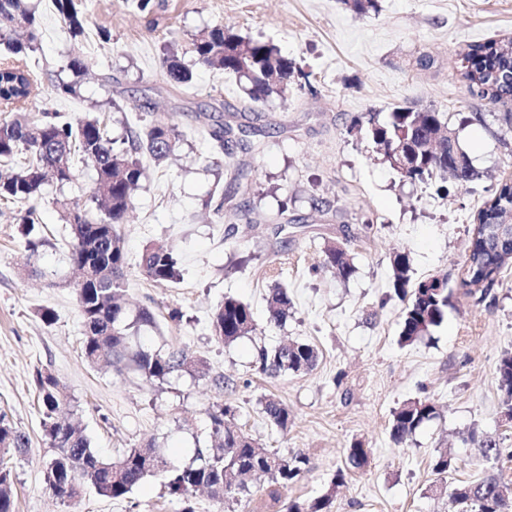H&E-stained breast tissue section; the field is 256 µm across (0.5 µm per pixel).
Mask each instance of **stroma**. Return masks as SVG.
<instances>
[{"label": "stroma", "mask_w": 512, "mask_h": 512, "mask_svg": "<svg viewBox=\"0 0 512 512\" xmlns=\"http://www.w3.org/2000/svg\"><path fill=\"white\" fill-rule=\"evenodd\" d=\"M40 30L32 55L44 78L34 112L100 116L109 135L127 137L141 119L171 118L182 136L164 162L148 163L122 228L130 266L129 315L149 309L141 345L179 348L203 361V376L146 380L127 368L89 366L81 354L76 272L68 258L70 229L55 204L91 208L94 174L77 166L75 183L45 187L40 222L24 236L26 206L0 200V411L30 439L15 458V512H178L161 478L144 480L128 498L105 500L84 488L75 501L53 496L43 480L51 455L44 443L33 377L54 374L78 402L75 415L93 448L115 457L149 445L168 465L189 462L211 438L208 409L236 410L241 431L263 447L308 460L290 499L309 500L331 488L346 450L367 449V465L336 490L333 512H450L449 486L487 472L512 485V460L486 462L468 441L486 432L512 448V420L498 389L500 359L512 353V269L483 302L460 285L474 216L499 182L512 175V138L501 139L512 98L492 103L468 94L457 68L467 44L512 36V0H378L357 15L343 0H91L85 36L72 38L52 0H34ZM276 45L297 65L287 101H252L238 80L194 67L189 84L168 80L163 58L177 51L192 65L193 40L215 25ZM111 34L102 42L98 29ZM81 46L87 73L67 69ZM427 53L433 63L420 67ZM76 83L61 96L57 81ZM448 113L478 179L402 181L351 132L354 118L386 120L398 107ZM484 113V121L473 113ZM231 127L224 148L202 129ZM40 241L37 252L27 238ZM162 243L179 259L178 281L156 284L139 271L147 245ZM342 246L354 274L322 269L327 245ZM406 252L419 282L447 277L443 324L412 344L399 342L403 302L391 288V258ZM283 287L291 299L282 326L267 328V297ZM250 305L256 334L218 342L210 316L224 296ZM53 313L41 320V309ZM181 319H171L172 310ZM315 346L307 373L275 378L256 365L261 346L286 341ZM272 396L292 415L287 431L271 427L259 401ZM428 399L435 419L402 444L390 438L392 412ZM454 460L448 479L433 474L440 452Z\"/></svg>", "instance_id": "35a3bbf8"}]
</instances>
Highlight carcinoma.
Listing matches in <instances>:
<instances>
[{
    "mask_svg": "<svg viewBox=\"0 0 512 512\" xmlns=\"http://www.w3.org/2000/svg\"><path fill=\"white\" fill-rule=\"evenodd\" d=\"M53 5L73 37L85 34V3L53 0ZM38 40L36 7L28 0H0V45L6 50L0 56V107L11 113L10 118L0 120V160L12 164L17 156L24 155L19 167L4 176L0 174V199L32 203L23 223L33 225L37 218L33 203L41 198L48 183L61 187L73 183L77 161L92 168L96 173L91 195L95 209L74 210L65 201H59L63 217L72 229L71 263L86 278L84 287L76 288L84 328L83 356L91 365L104 363L118 372L132 366L151 381H161L178 371L194 374L193 362L181 351H129L130 330L154 323V316L142 309L134 320H129L121 298L128 265L121 225L128 223L132 193L144 174V160L160 162L167 158L179 140L177 127L168 118L155 117L130 132L119 144L107 137L97 118L89 115L78 113L65 118L57 112L44 111L40 118L30 120L27 108L36 95L37 83L27 58L36 50ZM508 50L506 43L491 40L469 44L459 53L458 68L472 96L493 103L512 95L509 67L501 62ZM192 53L196 64L235 75L255 102H266L273 96L288 99L295 63L269 42L244 39L217 25L193 40ZM163 64L171 82L191 81V69L177 55L166 56ZM352 128L365 131L380 152L401 140L409 146L412 156L408 171L400 174L403 180L424 182L439 177L456 182L462 177L467 183L480 176L459 143L450 144L446 138L432 143L442 129H452L443 113L434 108H397L385 122L371 114L365 123L354 121ZM431 143L438 154L427 151ZM510 209L512 185L502 182L474 218V222L485 225V230L470 236L461 286L479 303L501 281L512 262V237L501 246L493 242V225L502 212ZM322 266L343 279L355 272L345 250L336 245L325 248ZM138 267L142 275L156 282H173L179 277L176 256L163 246L145 247ZM392 268L393 292L405 303L400 342L410 344L430 335L444 322L449 299L447 279L431 278L409 287L410 259L404 252L394 255ZM289 304L287 289L273 292L268 299L269 326H280ZM211 328L215 339L226 344L255 331L256 323L249 305L226 296L212 314ZM316 361L315 347L296 341L270 350L259 349L256 364L260 373L277 377L309 370ZM34 383L41 401L44 441L54 451L45 464L44 482L60 498H76L87 485L101 498L122 499L142 480L162 472L164 487L181 505L180 512H195L191 497L198 489L206 488L213 495L238 503L251 494L246 478L265 475L271 486L269 497L280 505L282 512H332L336 487L343 483L345 473L361 469L367 462L366 451L353 446L347 449L345 467L337 471L327 492L307 503L285 501L281 491L305 473L308 459L301 454H279L260 447L232 426L235 410L219 403L212 405L208 414L212 437L220 441V447L199 448L190 462L168 469L162 468V457L153 448H129L111 460L92 448L72 422L71 396L59 379L39 371ZM498 389L511 416L512 354L500 360ZM260 405L270 425L280 430L288 428V406L272 397L260 400ZM435 417L436 408L427 399L403 404L393 412L392 441L397 445L404 443ZM470 438L487 460L512 458V450L502 447L493 436L473 432ZM28 447L26 434L15 427L7 414L0 413V512H14L11 461L25 454ZM431 469L447 478L454 470L452 458L446 452L439 453L433 457ZM454 491L458 494L457 504L465 512H512V496L493 474L460 484Z\"/></svg>",
    "mask_w": 512,
    "mask_h": 512,
    "instance_id": "obj_1",
    "label": "carcinoma"
}]
</instances>
